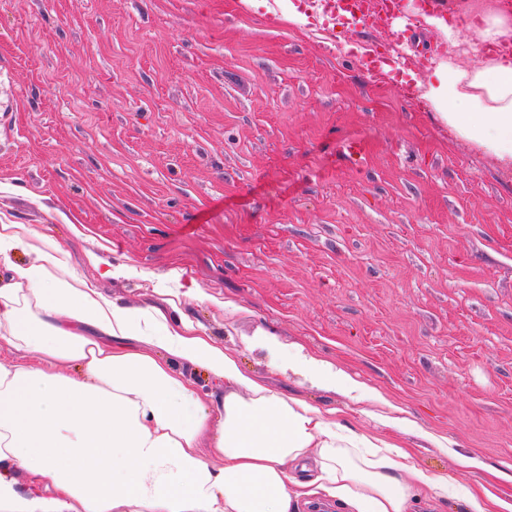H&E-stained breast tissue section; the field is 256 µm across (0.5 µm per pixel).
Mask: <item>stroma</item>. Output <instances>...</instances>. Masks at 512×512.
<instances>
[{
    "label": "stroma",
    "instance_id": "35a3bbf8",
    "mask_svg": "<svg viewBox=\"0 0 512 512\" xmlns=\"http://www.w3.org/2000/svg\"><path fill=\"white\" fill-rule=\"evenodd\" d=\"M263 10L0 0V222L120 306L179 297L275 392L413 449L448 482L441 512L484 482L512 499V170L363 66L396 17L393 54L424 77L443 48L418 15L321 32ZM266 334L380 400L274 368Z\"/></svg>",
    "mask_w": 512,
    "mask_h": 512
}]
</instances>
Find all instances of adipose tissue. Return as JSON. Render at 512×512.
<instances>
[{
  "label": "adipose tissue",
  "mask_w": 512,
  "mask_h": 512,
  "mask_svg": "<svg viewBox=\"0 0 512 512\" xmlns=\"http://www.w3.org/2000/svg\"><path fill=\"white\" fill-rule=\"evenodd\" d=\"M465 13L463 24L441 7L423 14L448 56L416 80L418 97L512 169V15L475 0ZM36 238L0 223V347L32 358L0 362V512H299L319 497L339 512H412L421 490L436 505L447 498V482L402 448L271 391L165 307L116 305ZM22 247L33 261L14 260ZM179 363L223 380L219 425ZM291 367L369 393L316 355Z\"/></svg>",
  "instance_id": "adipose-tissue-1"
}]
</instances>
